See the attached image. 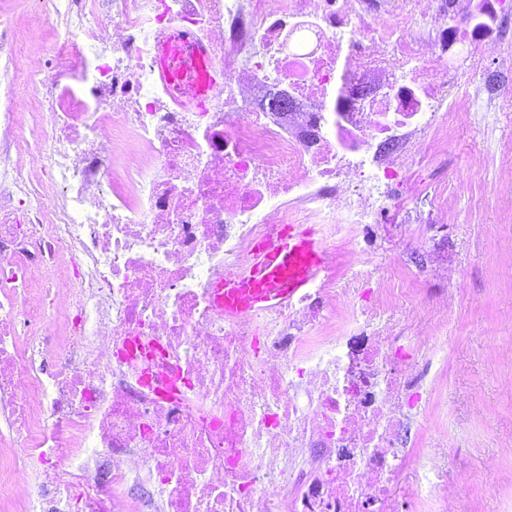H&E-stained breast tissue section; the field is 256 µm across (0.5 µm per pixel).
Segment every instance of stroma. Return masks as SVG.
Listing matches in <instances>:
<instances>
[{"instance_id": "1", "label": "stroma", "mask_w": 512, "mask_h": 512, "mask_svg": "<svg viewBox=\"0 0 512 512\" xmlns=\"http://www.w3.org/2000/svg\"><path fill=\"white\" fill-rule=\"evenodd\" d=\"M22 18L27 24L17 37L31 54L0 56V113L38 107L20 79L31 56L49 55L65 35L63 26L34 14L29 0H0V27ZM429 171L448 185L447 223L374 225L370 270L376 279L403 269L420 274L429 295H438L442 280L401 265L406 252L426 254L434 239L462 267L457 303L439 315L448 325V385L432 407L415 413L417 456L443 464L461 512H512V277L503 274L512 267V251L501 247L512 235V212L497 200L512 183V112L483 108L461 117L459 129L448 132L447 155L432 159Z\"/></svg>"}]
</instances>
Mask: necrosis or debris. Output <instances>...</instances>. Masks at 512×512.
Returning a JSON list of instances; mask_svg holds the SVG:
<instances>
[{
	"label": "necrosis or debris",
	"instance_id": "4bbe7bcc",
	"mask_svg": "<svg viewBox=\"0 0 512 512\" xmlns=\"http://www.w3.org/2000/svg\"><path fill=\"white\" fill-rule=\"evenodd\" d=\"M36 8L68 35L26 76L43 110L0 114V512H390L455 296L338 281L371 264L357 230L382 212L447 223L429 162L512 77L504 0ZM176 30L217 74L204 104L159 76ZM291 224L325 268L225 312L215 284ZM400 296L426 308L410 336L382 320ZM414 493L411 512H460L442 467Z\"/></svg>",
	"mask_w": 512,
	"mask_h": 512
}]
</instances>
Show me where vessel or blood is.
<instances>
[{"mask_svg": "<svg viewBox=\"0 0 512 512\" xmlns=\"http://www.w3.org/2000/svg\"><path fill=\"white\" fill-rule=\"evenodd\" d=\"M203 48L181 32L162 42L158 69L175 90H182L184 78L198 68ZM328 260L323 241L315 234L288 230L275 242L259 244L248 277L228 279L216 291L225 312H245L256 307L276 306L307 288Z\"/></svg>", "mask_w": 512, "mask_h": 512, "instance_id": "obj_1", "label": "vessel or blood"}]
</instances>
